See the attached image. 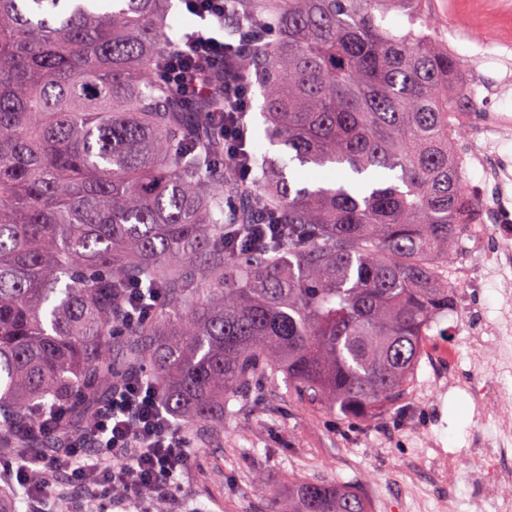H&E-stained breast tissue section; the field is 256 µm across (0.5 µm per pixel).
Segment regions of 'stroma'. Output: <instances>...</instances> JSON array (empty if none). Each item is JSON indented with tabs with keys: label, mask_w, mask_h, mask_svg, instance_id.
<instances>
[{
	"label": "stroma",
	"mask_w": 512,
	"mask_h": 512,
	"mask_svg": "<svg viewBox=\"0 0 512 512\" xmlns=\"http://www.w3.org/2000/svg\"><path fill=\"white\" fill-rule=\"evenodd\" d=\"M428 21L464 61L465 80L496 87L479 105L502 120L485 147L512 161V0H429ZM502 305L501 277L490 275L468 312L433 327L411 388L378 414L310 406L280 374L259 381L229 403L223 430L187 431L169 512H286L298 480L356 488L370 512H471L482 484L468 450L495 423L475 410L468 381L478 373L512 389V369L495 370V344L471 354L468 331L478 313L499 321ZM448 344L459 352L452 368L434 356Z\"/></svg>",
	"instance_id": "35a3bbf8"
}]
</instances>
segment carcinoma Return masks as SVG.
Returning a JSON list of instances; mask_svg holds the SVG:
<instances>
[{
  "label": "carcinoma",
  "instance_id": "obj_1",
  "mask_svg": "<svg viewBox=\"0 0 512 512\" xmlns=\"http://www.w3.org/2000/svg\"><path fill=\"white\" fill-rule=\"evenodd\" d=\"M421 2L233 0L230 67L191 103L155 78L169 0H0V455L68 447L146 365L187 425L279 372L329 410L408 391L481 211L453 149L476 102ZM236 85L288 158L224 156ZM288 512L369 508L303 480Z\"/></svg>",
  "mask_w": 512,
  "mask_h": 512
}]
</instances>
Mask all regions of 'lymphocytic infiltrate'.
I'll list each match as a JSON object with an SVG mask.
<instances>
[{
    "label": "lymphocytic infiltrate",
    "mask_w": 512,
    "mask_h": 512,
    "mask_svg": "<svg viewBox=\"0 0 512 512\" xmlns=\"http://www.w3.org/2000/svg\"><path fill=\"white\" fill-rule=\"evenodd\" d=\"M187 10L199 14L203 25L190 39L203 50L212 65L224 62L226 52L219 33L224 27V0H184ZM95 454H87L81 433H74L65 460L46 455L18 467L5 466V476L23 487L31 505L50 495L51 475L70 472L89 485L95 500L108 498L113 489L132 486L168 497L172 481L186 460V445L174 423L163 415L154 389L145 382L127 383L113 393L95 424Z\"/></svg>",
    "instance_id": "lymphocytic-infiltrate-1"
}]
</instances>
